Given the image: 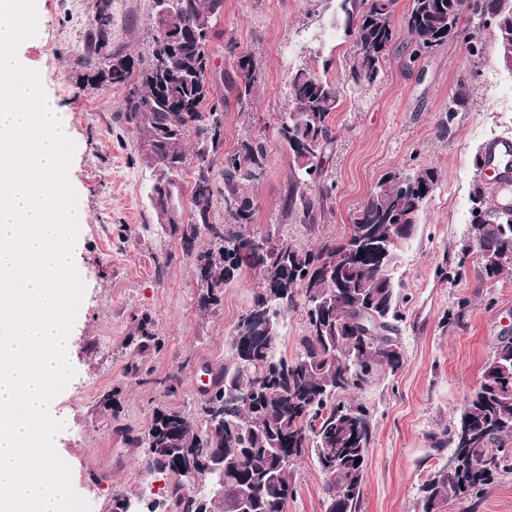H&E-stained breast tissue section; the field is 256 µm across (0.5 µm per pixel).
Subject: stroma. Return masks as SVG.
Segmentation results:
<instances>
[{"label": "stroma", "instance_id": "stroma-1", "mask_svg": "<svg viewBox=\"0 0 512 512\" xmlns=\"http://www.w3.org/2000/svg\"><path fill=\"white\" fill-rule=\"evenodd\" d=\"M36 10L37 33L18 54L61 108L75 144L68 178L87 214L73 252L86 286L68 349L76 374L55 398V418L64 424L55 451L91 512H108L113 492L136 495L158 483L142 470L138 454L116 442V433L142 435L160 405L195 413L203 371L230 358L228 340L251 307L256 280L239 275L225 287L220 308L198 310L193 263L153 205L160 172L118 118L124 89L91 80L74 63L94 0H36ZM113 12V46L134 56L147 52L153 0H114ZM331 18V0H224L218 35L209 45L212 69L232 70L238 56L250 53L260 79L252 107L238 105L219 81L214 96L224 101L225 150L248 135L268 145L251 233L272 224L306 247L339 244L385 174L422 166L438 171L415 233L391 268L403 314L404 363L350 395L369 409L373 429L358 512H417L419 486L449 457L442 444L446 430L479 385L499 338L512 336V265L488 280L476 256L461 254L473 235L475 185L488 199L498 196L474 158L490 143L512 144V70L501 62L489 29L481 55L454 39L413 62L405 36H398L377 81L344 87L331 115L334 142L324 176L334 189L311 228L282 211L293 158L278 127L292 108L289 72L307 67L334 79L355 50L352 41L331 36ZM463 78L469 105L449 113L448 94ZM143 319L155 342L141 354L127 338ZM171 376L180 380L172 394L166 391ZM113 392L116 414L102 404ZM294 469L296 493L287 512H325L323 477L312 456L295 461ZM450 512H512V472L499 476L488 493L451 504Z\"/></svg>", "mask_w": 512, "mask_h": 512}]
</instances>
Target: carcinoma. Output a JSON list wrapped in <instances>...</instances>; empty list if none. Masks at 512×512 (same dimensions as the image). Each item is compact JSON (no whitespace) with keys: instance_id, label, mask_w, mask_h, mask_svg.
<instances>
[{"instance_id":"obj_1","label":"carcinoma","mask_w":512,"mask_h":512,"mask_svg":"<svg viewBox=\"0 0 512 512\" xmlns=\"http://www.w3.org/2000/svg\"><path fill=\"white\" fill-rule=\"evenodd\" d=\"M333 28L352 41L355 53L345 64L344 82L357 87L374 83L381 61L397 38V0H335ZM113 0H95L94 15L77 63L100 82L128 88L120 118L137 140L155 139L146 157L163 171L154 188V204L174 234L193 255L197 307L209 312L224 302V287L240 273L259 268L252 306L265 308L276 321L302 298L307 321L300 353L278 351L280 328L272 338L236 325L230 337L232 356L213 381L215 395L203 398L196 416L158 408L148 430L137 439L145 469L162 477L155 496L172 512H189L182 493L183 473L195 484L224 479L222 512H236L242 492L250 493L249 512H287L295 494L294 461L315 456L323 476L329 512H356L372 440L369 413L342 394L361 390L397 371L404 363L397 334L401 321L397 292L389 271L403 241L414 232L421 205L434 192L437 170L422 167L384 175L354 218L341 244L302 247L278 232L261 235L263 250L241 252L220 240L243 239L254 221L250 192L263 179L254 167L269 165L265 139L248 135L224 154V102L209 101V43L218 36L217 18L224 0H166L170 16L190 25L177 52L164 64L156 60L164 20L154 17L157 36L148 54L133 57L112 49ZM512 25V0H412L404 29L409 59L429 56L448 41L464 37L475 51L480 33L493 28L502 62L512 68V38L500 37ZM237 77H224L225 90L237 102L250 103L259 79L254 58L235 63ZM291 112L278 133L294 158L283 201L286 214L314 225L333 187L325 184L321 159L333 139L332 112L341 86L309 68L290 72ZM469 93L461 84L448 103V115L467 108ZM194 143L197 160L190 195L191 223L180 224L169 201L186 161L184 144ZM207 155L200 154L204 143ZM223 181L224 223L213 220L217 179ZM474 236L463 251L475 254L484 277H498L512 263V210L485 201L483 187L472 196ZM204 237L206 245L195 249ZM369 246L352 262L345 259L360 241ZM154 336L147 321L128 337L142 353ZM446 443L458 460L439 468L421 487L417 512H443L448 503L486 493L503 472L512 471V338H500L486 362L478 388L465 400ZM287 465H280L282 457ZM360 462H355V459Z\"/></svg>"}]
</instances>
